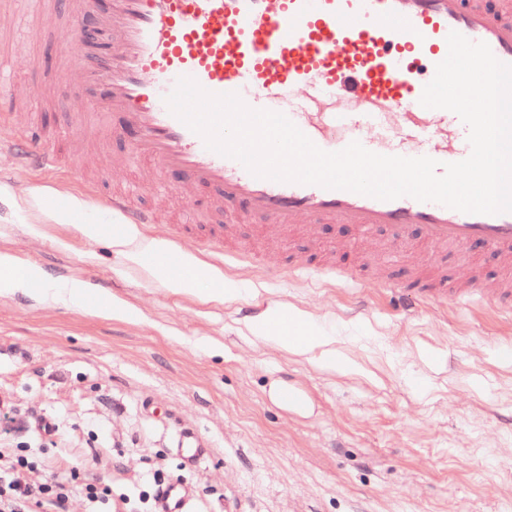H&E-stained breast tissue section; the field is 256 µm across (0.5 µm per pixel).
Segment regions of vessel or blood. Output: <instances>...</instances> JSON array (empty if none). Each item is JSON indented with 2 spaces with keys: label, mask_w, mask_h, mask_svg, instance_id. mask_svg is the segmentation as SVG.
Returning <instances> with one entry per match:
<instances>
[{
  "label": "vessel or blood",
  "mask_w": 512,
  "mask_h": 512,
  "mask_svg": "<svg viewBox=\"0 0 512 512\" xmlns=\"http://www.w3.org/2000/svg\"><path fill=\"white\" fill-rule=\"evenodd\" d=\"M29 26L62 44L59 68L75 75L87 110L73 113L74 134L110 132L128 158L154 163L150 189L174 190L195 202L206 226L204 245L224 244V220L262 221L263 240L330 224L358 241L387 230L381 253L392 257L419 238L458 252L464 266L491 258L503 275L489 303L512 311V213H464L409 196L381 200L348 190L282 183L252 176L237 160L208 150L201 136L172 115L165 98L183 76L211 93H237L253 109L283 113L328 152L359 142L381 155L454 163L471 153L469 128L445 109L421 105L423 89L458 32L486 43L512 65V0H50ZM9 55L0 56V96L14 105L41 97L43 86L16 88ZM17 163L81 178L84 159L61 161L35 122L4 146ZM139 186L101 196L122 223H160L132 205ZM428 301L467 303L480 286L472 274L452 279L418 272ZM184 463L204 454L193 431H182ZM192 490L163 486L156 512H187Z\"/></svg>",
  "instance_id": "vessel-or-blood-1"
}]
</instances>
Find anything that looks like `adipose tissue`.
I'll return each instance as SVG.
<instances>
[{
	"label": "adipose tissue",
	"mask_w": 512,
	"mask_h": 512,
	"mask_svg": "<svg viewBox=\"0 0 512 512\" xmlns=\"http://www.w3.org/2000/svg\"><path fill=\"white\" fill-rule=\"evenodd\" d=\"M153 276L166 287L192 293L203 292L206 287H214L217 295L234 294L233 285L225 284L205 263L194 256L183 259V272L172 276L164 262L153 266ZM37 294L54 302L77 308L90 304L92 293L86 282L71 280L56 286L49 285L44 271L36 265H21L8 255H0V289ZM255 334L261 339L275 341L285 347L308 351L324 345L325 338L309 320L292 311L274 307L267 311L257 323Z\"/></svg>",
	"instance_id": "adipose-tissue-1"
}]
</instances>
